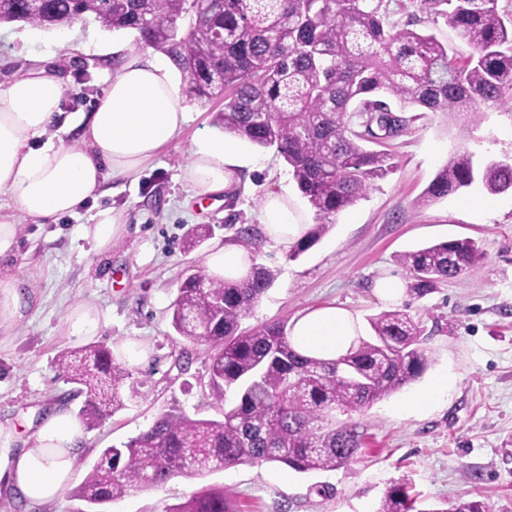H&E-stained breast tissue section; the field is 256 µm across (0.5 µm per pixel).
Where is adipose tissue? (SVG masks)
<instances>
[{
  "mask_svg": "<svg viewBox=\"0 0 512 512\" xmlns=\"http://www.w3.org/2000/svg\"><path fill=\"white\" fill-rule=\"evenodd\" d=\"M95 108L63 115L64 82L48 58L34 59L20 76L0 84V263L18 248V221L35 224L70 215L112 176L150 166L192 118L175 68L150 52L122 54L108 70ZM238 138L202 131L183 178L199 196L227 189L235 169L248 167ZM308 217L288 195L270 192L260 209L261 231L289 251L307 228ZM253 263L246 249L214 245L205 272L213 279L241 280ZM28 280L0 270V327L23 319L30 307ZM358 319L330 305L297 319L290 334L306 354L335 359L357 344ZM14 431L0 426V482L21 500L60 501L84 447L80 422L67 408L56 409L16 448Z\"/></svg>",
  "mask_w": 512,
  "mask_h": 512,
  "instance_id": "obj_1",
  "label": "adipose tissue"
}]
</instances>
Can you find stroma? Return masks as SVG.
Wrapping results in <instances>:
<instances>
[{
	"label": "stroma",
	"mask_w": 512,
	"mask_h": 512,
	"mask_svg": "<svg viewBox=\"0 0 512 512\" xmlns=\"http://www.w3.org/2000/svg\"><path fill=\"white\" fill-rule=\"evenodd\" d=\"M399 23L418 21L449 52L471 51L443 16L420 0L400 7ZM130 45L132 33L103 30L86 19L62 30L18 23L0 24V83L21 74L30 58L52 56L66 80L64 112H88L105 88L113 42ZM193 120L153 166L110 180L112 193L87 200L72 215L42 224L21 223L20 248L11 264L29 279L35 301L28 316L0 328V425L28 440L45 411L58 408L69 386L55 359L73 343L63 318L78 303L95 306L103 318L98 339L112 351L139 342L145 361L134 366L135 395L100 427L87 432L72 486H79L103 448L146 431L162 412L177 408L195 418H213L205 346L189 345L172 328L168 307L185 269L200 270L213 242H234V226L258 225L266 192L288 193L306 206L291 171L273 148L244 144L253 167L239 170L232 185L209 197L196 196L182 178L197 131L215 129L223 99L192 101ZM427 112L387 145L397 167L366 198L340 212L332 228L297 259L273 243L254 253L257 265L275 269L276 280L242 321L251 329L270 322L292 325L308 311L334 304L359 321L392 309L374 292L376 280L409 273L398 254L442 241L471 238L483 251L475 272L441 283L423 298L406 296L409 313L420 319L429 354L428 374L448 371L451 387L425 414L400 412L403 392L352 414L363 434L348 466L300 474L280 463L243 464L205 479L176 477L160 488L135 491L110 504L108 512H167L194 491L224 488L241 512H374L387 491L406 485L422 512L446 501L485 500L493 512H512V191L488 207L467 205L481 193H464L421 208L417 201L438 170L467 150L477 159L512 157V105L488 108L478 121ZM111 208L124 216V232L110 251L99 252L85 235L93 216ZM208 224L209 242L186 250L188 228Z\"/></svg>",
	"instance_id": "35a3bbf8"
}]
</instances>
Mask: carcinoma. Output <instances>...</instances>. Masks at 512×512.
I'll return each instance as SVG.
<instances>
[{"label":"carcinoma","mask_w":512,"mask_h":512,"mask_svg":"<svg viewBox=\"0 0 512 512\" xmlns=\"http://www.w3.org/2000/svg\"><path fill=\"white\" fill-rule=\"evenodd\" d=\"M447 18L472 48L448 54L434 34L390 20L388 0H28L0 5V23L61 29L92 19L109 31L135 33L136 48L165 54L181 72L189 100L224 98L219 127L250 144L274 147L291 168L316 215L288 253L296 259L328 231L340 211L364 198L395 168L384 144L414 120L407 112L463 113L512 101V20L497 0H423ZM479 182L490 194L512 189V158L474 161L457 153L428 184L418 205ZM211 235L193 226L185 247ZM481 251L471 239L431 244L398 255L422 298L449 278L474 270ZM203 272L182 276L169 306L171 326L210 351L211 405L219 419L181 410L158 416L121 446L102 449L71 497L89 512L175 476L204 477L245 463L277 462L311 474L356 458L363 434L337 415L362 412L418 379L429 358L423 329L407 308L368 318L372 340L333 360L298 351L283 325L240 330L274 270L253 266L243 281ZM56 366L85 397L78 417L87 430L124 407L132 370L105 345L64 350ZM406 485L393 486L377 512H419ZM168 512H240L222 488H203ZM432 512H492L483 500H456Z\"/></svg>","instance_id":"cac0c4a2"}]
</instances>
